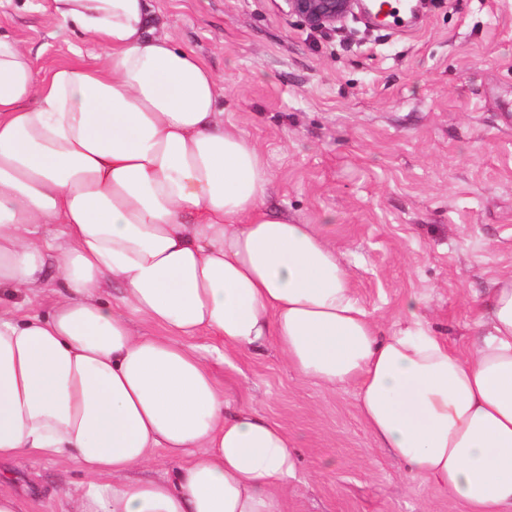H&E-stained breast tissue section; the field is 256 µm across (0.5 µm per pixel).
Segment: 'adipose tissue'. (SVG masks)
I'll list each match as a JSON object with an SVG mask.
<instances>
[{
  "label": "adipose tissue",
  "mask_w": 512,
  "mask_h": 512,
  "mask_svg": "<svg viewBox=\"0 0 512 512\" xmlns=\"http://www.w3.org/2000/svg\"><path fill=\"white\" fill-rule=\"evenodd\" d=\"M154 19L151 0H51L47 24L98 51L46 72L0 37V290L30 294L52 268L60 293L0 315V463L73 460L77 512H283L288 429L229 409L188 343L207 334L223 363L272 345L301 379L356 386L408 473L471 512H512V275L483 293L464 347L414 295L382 334L317 225L265 207L271 172L224 122L222 78ZM158 450L177 469L129 480Z\"/></svg>",
  "instance_id": "1"
}]
</instances>
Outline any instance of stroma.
Segmentation results:
<instances>
[{"mask_svg":"<svg viewBox=\"0 0 512 512\" xmlns=\"http://www.w3.org/2000/svg\"><path fill=\"white\" fill-rule=\"evenodd\" d=\"M49 0H0V35L49 70L96 45L45 23ZM159 32L224 80L219 107L256 144L270 209L319 225L389 333L424 301L437 335L471 338L474 296L512 274V0H422L417 18L328 35L273 0H154ZM231 407L285 421L300 469L283 512H469L376 448L354 387L298 380L275 348L209 360ZM0 492L62 512L84 472L22 456Z\"/></svg>","mask_w":512,"mask_h":512,"instance_id":"1","label":"stroma"}]
</instances>
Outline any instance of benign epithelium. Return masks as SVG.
Returning a JSON list of instances; mask_svg holds the SVG:
<instances>
[{
    "label": "benign epithelium",
    "mask_w": 512,
    "mask_h": 512,
    "mask_svg": "<svg viewBox=\"0 0 512 512\" xmlns=\"http://www.w3.org/2000/svg\"><path fill=\"white\" fill-rule=\"evenodd\" d=\"M278 9L319 33L335 30L358 13L370 20L380 19L375 0H278Z\"/></svg>",
    "instance_id": "benign-epithelium-1"
}]
</instances>
